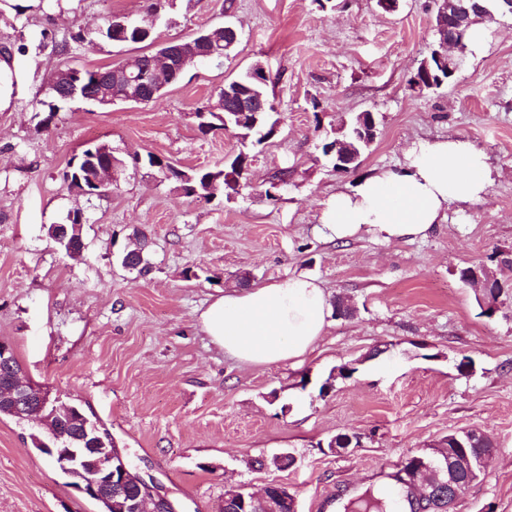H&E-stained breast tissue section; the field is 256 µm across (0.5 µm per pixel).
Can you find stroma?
Masks as SVG:
<instances>
[{"instance_id": "obj_1", "label": "stroma", "mask_w": 512, "mask_h": 512, "mask_svg": "<svg viewBox=\"0 0 512 512\" xmlns=\"http://www.w3.org/2000/svg\"><path fill=\"white\" fill-rule=\"evenodd\" d=\"M0 0V37L23 36L0 94V343L21 375L82 405L140 472L153 476L183 512H221L224 492H256L276 481L298 512H345L366 489H398L410 455H435L448 433L488 432L497 452L454 512H512V15L489 23L480 50L434 94L407 80L435 39L432 0H174L166 38L232 18L241 32L223 65L194 64L162 97L102 109L75 101L48 127L36 102L62 64L97 67L141 55L138 45H82L63 57L39 47L109 15L141 17L146 0ZM261 64L280 131L254 150L240 193L199 202L156 169L150 153L181 169L223 167L241 144L230 132L201 134L196 110L225 82ZM373 112L378 137L360 166L342 174L321 141L358 113ZM458 137L482 150L497 178L483 200L448 210V221L415 242L338 240L319 222L336 191L404 159L420 140ZM110 142L127 165L109 196L71 192L62 176L85 144ZM277 200L265 194L280 172ZM81 209V257L61 252L48 228ZM150 242L141 276L121 256ZM483 265L506 289L486 315L460 268ZM318 278L330 300H348L301 363L248 366L225 357L198 318L219 291L286 274ZM470 358L469 374L457 365ZM353 377L320 387L337 366ZM38 421L0 417V512H99L69 487L31 442ZM339 433L362 445L337 453ZM289 451L285 470L253 459Z\"/></svg>"}]
</instances>
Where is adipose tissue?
Wrapping results in <instances>:
<instances>
[{
	"label": "adipose tissue",
	"instance_id": "1",
	"mask_svg": "<svg viewBox=\"0 0 512 512\" xmlns=\"http://www.w3.org/2000/svg\"><path fill=\"white\" fill-rule=\"evenodd\" d=\"M495 173L471 142L447 137L413 144L402 165L338 191L320 222L336 239L371 236L383 242L422 239L448 219V209L480 201ZM322 284L293 275L216 296L199 324L224 354L248 365L296 363L313 351L331 323Z\"/></svg>",
	"mask_w": 512,
	"mask_h": 512
}]
</instances>
